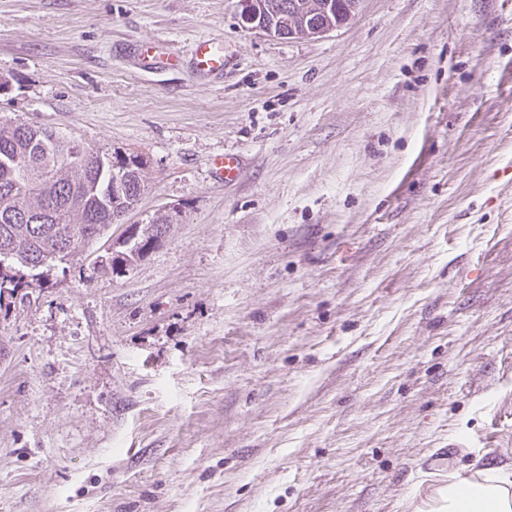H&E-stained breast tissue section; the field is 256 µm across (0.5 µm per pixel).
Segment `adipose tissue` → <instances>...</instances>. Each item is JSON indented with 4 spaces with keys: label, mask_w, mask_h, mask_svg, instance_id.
Returning <instances> with one entry per match:
<instances>
[{
    "label": "adipose tissue",
    "mask_w": 512,
    "mask_h": 512,
    "mask_svg": "<svg viewBox=\"0 0 512 512\" xmlns=\"http://www.w3.org/2000/svg\"><path fill=\"white\" fill-rule=\"evenodd\" d=\"M436 512H512V473L493 469L479 481L449 474Z\"/></svg>",
    "instance_id": "1"
}]
</instances>
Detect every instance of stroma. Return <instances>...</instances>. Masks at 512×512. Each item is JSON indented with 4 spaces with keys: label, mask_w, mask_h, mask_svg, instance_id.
<instances>
[{
    "label": "stroma",
    "mask_w": 512,
    "mask_h": 512,
    "mask_svg": "<svg viewBox=\"0 0 512 512\" xmlns=\"http://www.w3.org/2000/svg\"><path fill=\"white\" fill-rule=\"evenodd\" d=\"M239 13L0 0V117L139 153L126 224L172 219L0 302V512H435L512 469V0H362L318 39ZM201 37L223 77L132 56ZM213 168L217 178L224 183L235 181L241 171L240 159L232 154L218 155L213 160ZM169 228L170 223L167 218L162 217L149 222V224H141L139 229L136 228L125 239L117 242L118 246L113 252L111 245L107 249L106 255L98 256L97 259H101L97 268L114 272L119 268L130 266L154 248L165 237Z\"/></svg>",
    "instance_id": "obj_1"
}]
</instances>
